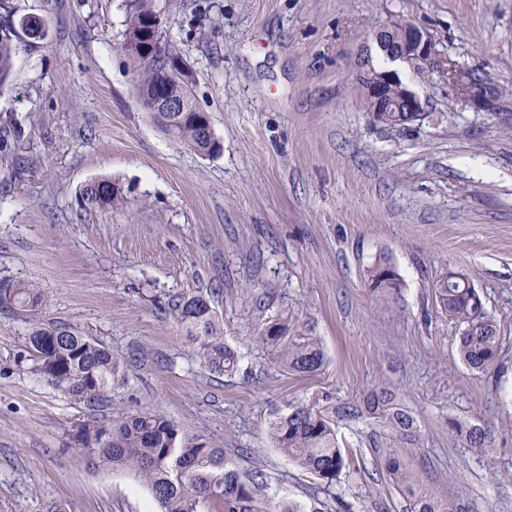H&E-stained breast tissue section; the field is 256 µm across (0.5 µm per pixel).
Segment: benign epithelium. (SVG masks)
Returning a JSON list of instances; mask_svg holds the SVG:
<instances>
[{
	"label": "benign epithelium",
	"mask_w": 512,
	"mask_h": 512,
	"mask_svg": "<svg viewBox=\"0 0 512 512\" xmlns=\"http://www.w3.org/2000/svg\"><path fill=\"white\" fill-rule=\"evenodd\" d=\"M390 28L374 32L373 41L390 57L412 66L418 71L445 69L449 63L441 59L432 37L421 27L406 22L400 25L399 35L389 37ZM462 96L473 108L489 110L493 106L495 92L485 82H477L467 75H459ZM356 79L365 83V93L371 102L370 118L381 126L403 125L418 121L423 115V103L419 96L406 88L395 95L396 77L393 72H382L376 76L357 70ZM155 107L166 112H176L182 118L190 117L200 123L208 135H213L207 113L193 110L182 94L159 91Z\"/></svg>",
	"instance_id": "benign-epithelium-1"
}]
</instances>
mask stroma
Wrapping results in <instances>:
<instances>
[{"mask_svg": "<svg viewBox=\"0 0 512 512\" xmlns=\"http://www.w3.org/2000/svg\"><path fill=\"white\" fill-rule=\"evenodd\" d=\"M167 36L196 73L195 101L217 148L171 140L141 105L122 51L127 0H9L42 18L0 87V281L37 288V309L0 311V512H158L133 475L94 469L73 450L114 409L152 411L259 467L268 495L316 507L312 477L267 424L321 392L354 401L385 388L418 418L406 456L415 484L469 512H512V0H157ZM410 21L442 57L500 91L467 105L445 73L386 62L424 104L405 129L375 125L354 93L376 27ZM107 178L123 201L86 208ZM388 255L396 306L365 273ZM466 276L501 334L481 377L459 361L457 327L434 291ZM202 294L241 355L215 375L166 312ZM311 327L326 354L301 376L255 336L281 313ZM61 323L139 359L113 407L71 401L35 368L33 321ZM454 416L485 428L476 453ZM364 424L338 428L361 472L340 490L355 512H408Z\"/></svg>", "mask_w": 512, "mask_h": 512, "instance_id": "35a3bbf8", "label": "stroma"}]
</instances>
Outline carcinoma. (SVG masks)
Returning a JSON list of instances; mask_svg holds the SVG:
<instances>
[{
  "instance_id": "1",
  "label": "carcinoma",
  "mask_w": 512,
  "mask_h": 512,
  "mask_svg": "<svg viewBox=\"0 0 512 512\" xmlns=\"http://www.w3.org/2000/svg\"><path fill=\"white\" fill-rule=\"evenodd\" d=\"M0 85L11 77L17 51L16 38L24 35L36 42L46 37L44 21L36 17L13 20V13L0 0ZM159 11L156 0H129L123 50L134 65L136 86L150 92L157 88L182 90L192 98L187 73L175 61L182 54L165 39L164 29L155 38H142L145 19ZM152 120L171 139L205 154L210 140L190 120L180 121L170 112H153ZM122 194L114 182L99 179L83 190L82 201L91 208L116 205ZM367 283L381 299H395L402 290L400 278L385 255L367 269ZM435 305L460 331L457 353L462 363L483 373L496 361L501 345L498 324L486 311L478 291L469 280L446 279L435 288ZM42 294L24 284H0V305L13 310L33 308ZM170 316L186 332L203 366L217 374L238 370L240 355L224 341V331L209 300L202 295H184L169 307ZM28 340L35 352L36 370L73 401L93 411L112 404V390L123 384L133 357L119 356L94 339L66 325L41 323L30 329ZM256 342L278 366L296 374L314 375L325 364V353L311 329L279 315L255 336ZM371 421V434L385 444L381 465L392 483L410 498V512H466L455 502L438 498L414 487L404 467L403 456L421 448V433L413 413L396 402L392 392L373 390L357 404L334 402L325 394L291 407L273 417L268 433L289 461L314 479L316 494L324 495L321 506L336 512H354L336 493L342 474L358 460L356 451L342 446L336 428L344 421ZM450 430L466 437L470 447L485 454L490 446L484 429L469 427L449 416ZM75 452L94 468L128 470L146 485L161 512H209L213 505L223 512H302L287 498L266 495L262 470L240 468L224 449L188 434L175 421L154 413L117 412L106 425L92 424L78 440Z\"/></svg>"
}]
</instances>
